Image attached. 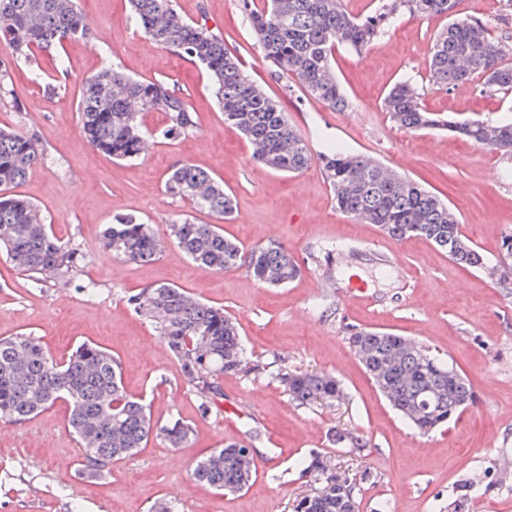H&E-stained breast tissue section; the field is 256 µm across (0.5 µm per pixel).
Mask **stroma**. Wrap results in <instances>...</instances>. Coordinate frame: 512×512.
<instances>
[{
	"label": "stroma",
	"instance_id": "35a3bbf8",
	"mask_svg": "<svg viewBox=\"0 0 512 512\" xmlns=\"http://www.w3.org/2000/svg\"><path fill=\"white\" fill-rule=\"evenodd\" d=\"M79 7L94 29L92 41L38 53L32 65L14 60L0 43V62L11 72L9 92L0 96V126L34 135L48 156L16 192L83 254L78 270L34 288L0 253V338L39 337L59 361L81 342L96 343L120 360L126 391L143 398L154 424L180 419L194 435L186 448L151 435L136 456L91 479L78 473L82 451L66 426L67 403L26 421L0 422V512H71L75 505L80 512H149L165 496L178 500L180 512H293L296 500L319 485L298 465L312 452L350 478L358 512H512V470L499 464L501 455L512 456V264L501 253L512 235V152L474 146L447 130L403 131L382 106L389 89L410 75L421 103L446 118L512 119V94L482 92L481 75L450 91L430 80L426 62L447 17L406 13L365 52L338 47L333 69L349 100L338 112L296 81L274 78L239 0H176L182 17L205 20L223 36L249 77L281 101L312 152L338 146L369 155L445 200L487 257L485 271L459 266L428 240L400 242L341 213L319 164L289 176L255 163L248 141L225 125L204 72L137 30L128 0H79ZM455 11L489 23L512 47V0H458ZM106 61L133 78L168 83L194 114L195 128L132 162L92 148L81 134L76 101L82 79ZM183 162L210 172L232 195L226 237L247 249L284 245L299 260L301 276L274 288L242 267L210 272L188 260L170 236V221L215 218L164 192L169 171ZM117 214L151 224L161 248L154 261L129 263L101 248L100 232ZM384 254L396 257L397 266L385 268ZM357 280L368 284L373 301L351 300ZM89 282L91 296L82 290ZM163 283L236 319L255 369L221 379L224 396L209 416L200 415V398L176 359L159 355L153 324L127 303L139 289ZM354 328L415 340L470 382L473 404L419 435L350 350ZM281 369L330 373L344 396L328 405L297 404L276 377ZM337 430L358 435L364 448L334 443ZM248 435L257 468L248 488L221 494L193 482L199 456Z\"/></svg>",
	"mask_w": 512,
	"mask_h": 512
}]
</instances>
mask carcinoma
<instances>
[{
	"mask_svg": "<svg viewBox=\"0 0 512 512\" xmlns=\"http://www.w3.org/2000/svg\"><path fill=\"white\" fill-rule=\"evenodd\" d=\"M263 56L279 77L291 76L306 93L342 112L349 101L336 80L332 60L339 45L362 51L389 32L403 12L419 17L448 16L456 0H381L362 18L349 16L340 0H266L261 9L242 0ZM134 25L154 41L184 54L210 80L224 123L251 144L255 162L282 173H299L321 164L336 208L388 237L402 241L423 237L463 267L483 269L485 256L462 233L450 209L437 196L397 174L387 178L371 157L328 147L312 154L303 136L288 122L280 103L245 73L224 37L206 24L188 21L174 0H130ZM93 37L77 0H0V40L15 60L28 64L38 51L58 49ZM507 48L491 34L490 24L456 18L438 35L427 60L431 80L451 90L475 74L484 76L482 91L512 89ZM383 108L398 127L415 132L447 122L421 104L408 78L394 85ZM76 111L86 142L114 160L133 161L145 153L150 132L147 112H164L160 129L167 140L187 135L194 120L184 100L160 80L135 79L114 64L86 76ZM454 132L482 148L512 150V120H465ZM47 162L37 138L0 128V188L22 184L30 171ZM166 193L185 198L196 211L217 217L232 213V199L206 170L181 163L165 182ZM178 248L198 267L224 271L243 267L259 282L280 287L302 267L280 244L244 250L216 224L179 218L170 224ZM101 245L130 263L153 261L158 240L150 225L132 215H117L101 234ZM0 249L16 268L40 285L45 278L77 267L81 254L45 224L40 209L19 194L0 195ZM135 313L154 323L184 378L201 398L200 413L212 412L224 393L219 378L251 371L236 322L224 309L203 303L173 285H152L128 298ZM358 344L359 361L386 400L425 435L459 415L472 403V387L457 371L426 349L395 334L360 329L348 337ZM279 381L300 405L333 403L342 396L327 373H281ZM58 401L69 406L67 427L83 445L79 473L102 479L112 463L144 447L154 426L142 400L125 391L119 361L104 348L83 343L58 362L34 336L0 338V421L28 420ZM174 448L189 445L192 427L180 420L159 428ZM246 441L212 448L195 464L192 478L217 491L240 492L255 474L254 460L242 457ZM307 473L323 477L317 491L301 498L295 512H357L348 478L329 471L313 453L301 462Z\"/></svg>",
	"mask_w": 512,
	"mask_h": 512,
	"instance_id": "cac0c4a2",
	"label": "carcinoma"
}]
</instances>
